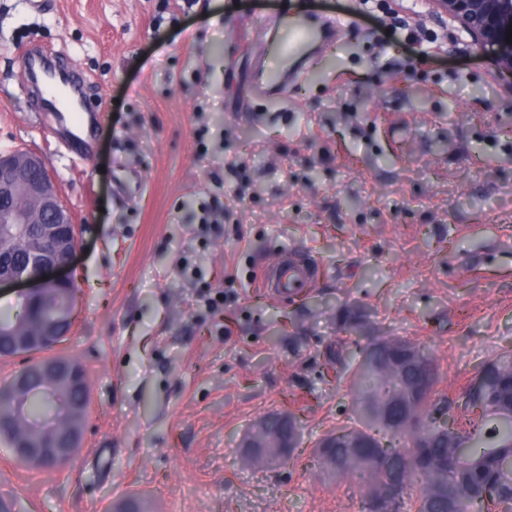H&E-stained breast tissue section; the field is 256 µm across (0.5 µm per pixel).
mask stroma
<instances>
[{
    "instance_id": "obj_1",
    "label": "stroma",
    "mask_w": 512,
    "mask_h": 512,
    "mask_svg": "<svg viewBox=\"0 0 512 512\" xmlns=\"http://www.w3.org/2000/svg\"><path fill=\"white\" fill-rule=\"evenodd\" d=\"M341 18L287 97L254 85L279 30ZM385 0H0V152L40 154L85 228L68 270L77 320L53 352L86 369L89 427L61 470L0 444L13 512H363L313 455L354 427L351 323L429 354L456 396L512 351V77ZM46 45L105 100L87 145L20 92ZM219 216L202 223L204 208ZM310 261L302 293L256 278ZM224 307L196 304L198 289ZM293 414L285 463L244 467L240 439Z\"/></svg>"
}]
</instances>
